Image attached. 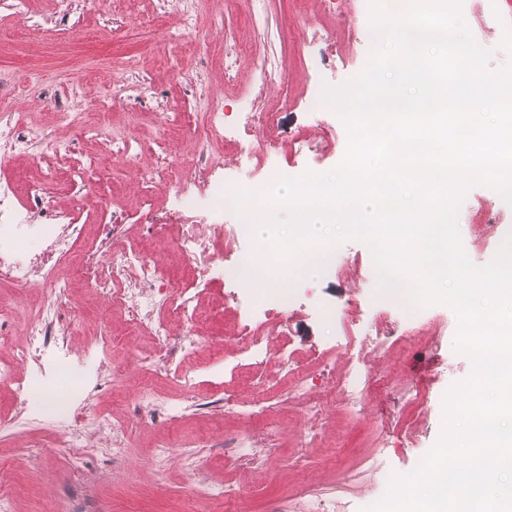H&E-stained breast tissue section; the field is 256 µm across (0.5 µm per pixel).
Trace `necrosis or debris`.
I'll return each instance as SVG.
<instances>
[{
	"label": "necrosis or debris",
	"mask_w": 512,
	"mask_h": 512,
	"mask_svg": "<svg viewBox=\"0 0 512 512\" xmlns=\"http://www.w3.org/2000/svg\"><path fill=\"white\" fill-rule=\"evenodd\" d=\"M126 78L113 84L107 99L96 105L84 102L83 87L96 72L89 66L77 76L67 78L55 91H47L40 81L26 84L25 93L52 95L54 110L40 123H32L28 113H0V156L37 151L57 154L63 149L56 136L57 128L69 129L75 139L94 138L120 145L123 153L138 152L137 143L127 140L121 129L112 125L110 108L126 99L145 95L148 83L137 62L127 61ZM202 128L196 134L191 158L169 157L165 166L151 172V179L170 180L174 188L173 205L183 214L209 209L220 214V201L233 178L220 166L225 147L242 149L244 141L254 140L253 158L266 156L274 143L278 118L273 112L251 113L243 127L224 121L222 100L205 98ZM44 190L38 189L27 203H20L11 182L0 181V280L18 287L38 284L47 298L28 315L26 339L14 345L16 312L6 301L0 302V350H9V357H0V379L9 381L19 411L24 418L38 421L55 415L69 421L66 445L73 458H81L88 432H109L110 417L81 410L87 396L99 393L111 384L104 378L90 382L84 361L76 356L67 336L75 324L77 312L68 295L72 283L61 271L64 261H80L81 279L95 293L107 300L110 307L120 308L128 315L130 326H148L154 349L137 356V364L147 372L168 370L179 355H204L205 366L225 359L223 344L211 345L200 352L194 333L184 332L173 338L171 323L176 318L195 313L198 292H169L170 282L157 263L144 252L123 245L125 224L115 221L103 225L98 240L87 243L85 225L66 220L64 215L46 204ZM39 223H31V216ZM212 235L221 240V247L205 250L196 239L193 227H177V244L193 256L192 268L197 279H204L210 266L220 268L224 293L239 309L247 333L236 349L237 361L255 365L277 364L289 370L288 354L275 349L272 336L281 326L283 314L297 305L293 288L269 294L249 285L253 268L248 252L241 244L249 229L244 224H217ZM26 366L25 376H18L19 366ZM185 402L165 398L154 391H143L129 411L136 422L172 423L181 418Z\"/></svg>",
	"instance_id": "4bbe7bcc"
}]
</instances>
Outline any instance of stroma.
I'll use <instances>...</instances> for the list:
<instances>
[{
  "label": "stroma",
  "instance_id": "obj_1",
  "mask_svg": "<svg viewBox=\"0 0 512 512\" xmlns=\"http://www.w3.org/2000/svg\"><path fill=\"white\" fill-rule=\"evenodd\" d=\"M164 14V25L154 18ZM462 15L476 41L490 49V67L512 59L501 46L505 29H512V0H462ZM369 0H262L258 21H251L247 0H204L199 25L182 28L174 5L160 0H105L91 6L84 0H0V79L27 81L31 73L67 74L96 62L103 70L86 87L87 100L101 99L111 84L122 81L120 71L105 72L108 60L134 54L144 61V74L154 94L149 101L126 100L113 109L112 121L125 123L129 113L143 112L144 123L129 128L142 145L132 157L116 155L102 140L74 141L66 155L24 154L0 162V180L13 182L19 197L47 185L51 204L82 224H106L121 215L129 239L148 257L165 253L166 267L176 290L192 288L187 253L173 240L147 234L151 217L140 208L142 175L162 161L157 142L163 134L164 113L187 115L181 133L185 151H192L201 120L194 106L198 96L223 99L225 120L234 123L250 112L279 114L278 138L268 157L276 175L298 177L306 171L324 173L341 160L347 130L330 107H310L309 89L320 81L338 85L368 64ZM244 49L237 74L206 64L210 52L226 40ZM276 70L277 80L261 85V67ZM100 167L111 168L110 179L80 182L74 167L85 155ZM464 249L475 265L487 264L512 233V206L494 189L474 187L459 213ZM336 270L297 284L299 305L284 316L296 362L312 398L324 408L329 447H303L309 426L303 399L288 378L276 379L262 396L276 413V436L264 422L235 419L223 406L209 405L214 390L210 373L198 375L193 405L173 425L140 426L126 432L122 442L108 434L88 433L80 473L67 464L62 441L63 421L50 419L34 426L17 416L11 387L0 383V512H45L51 501L78 494L85 512H265L269 500L283 498L289 512H303L311 496L351 502L358 512L385 493L392 475L412 472L437 443L442 431L444 400L451 386L471 370L468 358L454 348L457 317L451 307L434 303L421 307L415 320L393 311L395 326L414 322L417 336L403 339L401 349L373 351L377 309L383 296L369 246L346 239L336 248ZM366 302V316L355 332L352 347L333 354L336 327L322 317L321 308L340 310L349 300ZM70 302L82 320L70 341L77 351L102 336L117 333L116 353L125 376L111 390L92 398L90 409L105 410L125 421L137 385L146 378L134 362L136 352L150 349L147 327L136 335L124 333L123 321L113 320L101 299L75 286ZM201 320L185 319L174 335L194 330L202 344L231 342L239 316L224 300V285L215 281L200 296ZM361 358L370 386L362 398L361 414H350L332 383L320 378L323 365L342 368ZM239 434L261 453L251 468H237L224 456V437ZM171 446L167 457L155 454L159 443ZM233 484L230 503L200 502L189 495L193 485Z\"/></svg>",
  "mask_w": 512,
  "mask_h": 512
}]
</instances>
